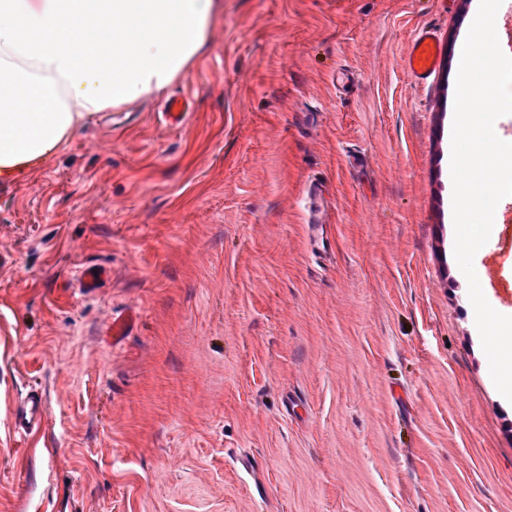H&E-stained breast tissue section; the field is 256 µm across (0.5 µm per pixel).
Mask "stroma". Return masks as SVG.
<instances>
[{
  "label": "stroma",
  "instance_id": "1",
  "mask_svg": "<svg viewBox=\"0 0 512 512\" xmlns=\"http://www.w3.org/2000/svg\"><path fill=\"white\" fill-rule=\"evenodd\" d=\"M220 2L185 75L0 186V512H512V404L453 256L479 0ZM440 41L432 29L421 28L415 34L403 59L406 72L425 85L440 67ZM28 395L17 407L15 414L16 429L19 436H25L35 428H39L43 419L41 398L36 394Z\"/></svg>",
  "mask_w": 512,
  "mask_h": 512
}]
</instances>
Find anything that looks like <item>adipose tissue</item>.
Returning a JSON list of instances; mask_svg holds the SVG:
<instances>
[{
    "label": "adipose tissue",
    "instance_id": "ef3b65f1",
    "mask_svg": "<svg viewBox=\"0 0 512 512\" xmlns=\"http://www.w3.org/2000/svg\"><path fill=\"white\" fill-rule=\"evenodd\" d=\"M217 0H0V184L106 109L161 91L205 45Z\"/></svg>",
    "mask_w": 512,
    "mask_h": 512
}]
</instances>
